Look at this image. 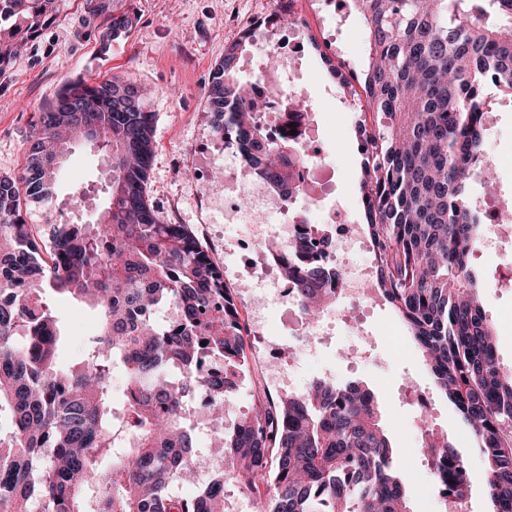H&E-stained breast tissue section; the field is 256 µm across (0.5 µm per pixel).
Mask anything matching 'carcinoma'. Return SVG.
<instances>
[{
  "instance_id": "cac0c4a2",
  "label": "carcinoma",
  "mask_w": 512,
  "mask_h": 512,
  "mask_svg": "<svg viewBox=\"0 0 512 512\" xmlns=\"http://www.w3.org/2000/svg\"><path fill=\"white\" fill-rule=\"evenodd\" d=\"M83 0L108 20L102 38L133 24L113 0ZM365 22L359 81L369 111L355 125L360 188L377 268L369 291L383 298L420 349L435 388L468 427L483 464L490 512H512V371L500 367L496 336L469 263L481 218L468 186L484 149L492 83L512 95V0H347ZM57 0H0V76L10 45L35 38ZM244 32L225 48L208 105L224 144L270 187L293 182L301 149L269 138L263 107L245 95ZM94 111L68 112V103ZM104 154L111 177L96 222L52 212L34 233L20 189L51 206L73 141ZM153 114L134 83L117 77L66 89L41 112L21 175L0 177V512H224L235 484L257 512H409L405 472L381 427L373 390L360 381H312L300 393L260 401L232 428L224 413L232 378L248 367L245 325L224 269L185 224H161L146 195ZM280 275L308 319L336 301L333 238L291 234ZM52 291L87 304L95 330L82 360L64 372L62 341L47 302ZM178 320L160 322L161 308ZM127 380L114 400L112 373ZM218 457L230 467L198 495L170 491L198 461L185 406L196 393ZM432 485L446 502L470 499L466 454L443 433H424Z\"/></svg>"
}]
</instances>
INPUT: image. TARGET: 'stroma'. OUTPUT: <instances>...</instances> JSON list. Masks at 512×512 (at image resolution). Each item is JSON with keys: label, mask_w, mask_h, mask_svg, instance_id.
<instances>
[{"label": "stroma", "mask_w": 512, "mask_h": 512, "mask_svg": "<svg viewBox=\"0 0 512 512\" xmlns=\"http://www.w3.org/2000/svg\"><path fill=\"white\" fill-rule=\"evenodd\" d=\"M119 2L133 25L126 35L105 46L100 40L104 20L86 17L82 0H62L56 19L28 41L0 78V176L18 174L32 125L70 84L115 76L146 87L149 94L143 105L154 115L155 140L147 184L149 201L160 223L191 227L223 267L225 281L236 287L244 323L252 324L253 306L241 290L247 277L237 245L242 229L225 225L223 214L208 203L209 196L224 188L214 175L225 165L224 142L215 131L206 97L210 75L225 47L252 18L272 13L276 0ZM296 2L295 11L304 20L300 33L309 42V53L302 60V91L319 110L316 126L329 152V165L319 172L318 179L331 184L337 205L359 224L363 221L362 155L359 149L344 148L346 138L354 133L358 100L338 86L329 65L363 60L365 23L351 11L330 26L316 11L314 0ZM491 96L493 118L486 149L503 157L498 186L507 192L512 190V96L497 90ZM105 177L96 149L84 141L74 144L62 166L57 204H69L76 190L99 188ZM68 216L82 224L92 220L90 213L72 206ZM472 264L488 284L483 304L489 321L496 323L499 315L512 312V290L504 286L512 278V260L478 253ZM48 299L64 326L66 337L58 363L68 370L82 359L90 310L54 292ZM357 315L368 337L367 359L343 362L326 350L301 368L298 382L304 387L320 377L337 383L361 380L372 387L381 398L383 429L396 454L406 462L409 512H445L444 500L431 491L430 470L419 448L413 389L404 384L411 376L418 387L432 390L430 372L418 351L396 350L391 334L400 325L388 304L369 300Z\"/></svg>", "instance_id": "stroma-1"}]
</instances>
